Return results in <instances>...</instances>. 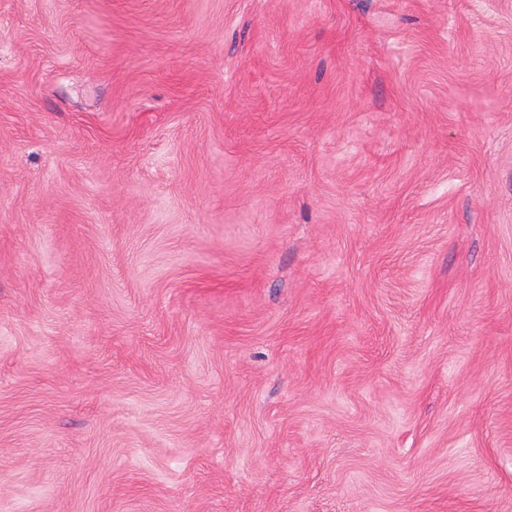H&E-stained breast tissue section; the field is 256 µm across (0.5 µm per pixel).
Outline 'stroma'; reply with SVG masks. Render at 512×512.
<instances>
[{
	"instance_id": "35a3bbf8",
	"label": "stroma",
	"mask_w": 512,
	"mask_h": 512,
	"mask_svg": "<svg viewBox=\"0 0 512 512\" xmlns=\"http://www.w3.org/2000/svg\"><path fill=\"white\" fill-rule=\"evenodd\" d=\"M0 512H512V0H0Z\"/></svg>"
}]
</instances>
